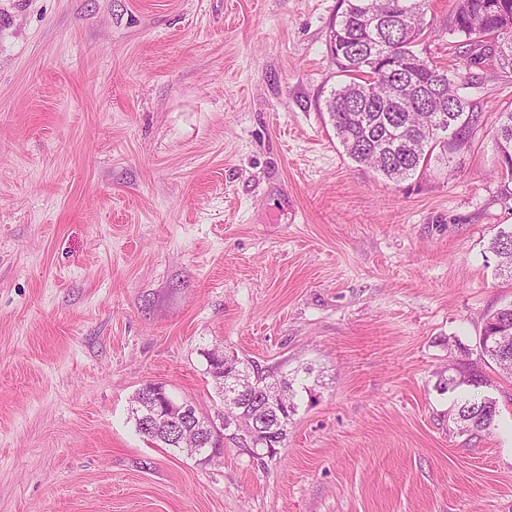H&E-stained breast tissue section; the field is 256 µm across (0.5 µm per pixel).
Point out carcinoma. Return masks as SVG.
<instances>
[{"label": "carcinoma", "instance_id": "1", "mask_svg": "<svg viewBox=\"0 0 512 512\" xmlns=\"http://www.w3.org/2000/svg\"><path fill=\"white\" fill-rule=\"evenodd\" d=\"M330 27L329 49L341 81L325 101L326 111L346 155L399 182L427 168L432 158L450 164V155L466 145L480 122L482 105L463 90L469 79L459 77L417 50L427 30L429 0H339ZM449 43L453 53L465 49L471 64L494 60L512 70V0H455ZM448 130L438 132V126ZM495 146L503 193L512 197V107L497 114ZM489 249L498 258L499 275L512 280V230H501ZM482 355L503 373L512 375V302L487 318L480 337ZM445 387H478L482 375L465 365ZM298 374L288 379V410L271 412L272 445L253 448L272 454L287 439L296 412ZM497 402L470 397L456 404L455 420L465 432L480 433L493 426ZM136 431L147 441L187 451L186 443L160 428L145 426L131 412Z\"/></svg>", "mask_w": 512, "mask_h": 512}]
</instances>
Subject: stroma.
Listing matches in <instances>:
<instances>
[{
    "instance_id": "stroma-1",
    "label": "stroma",
    "mask_w": 512,
    "mask_h": 512,
    "mask_svg": "<svg viewBox=\"0 0 512 512\" xmlns=\"http://www.w3.org/2000/svg\"><path fill=\"white\" fill-rule=\"evenodd\" d=\"M425 56L489 111L451 168L394 183L325 110L338 0H0V512H512V302L493 108L512 72ZM314 372L288 438L199 461L146 441L134 394L213 416L204 353ZM480 387L443 389L461 361ZM497 401L488 432L452 411ZM489 249L498 258L499 275L512 280V230H501L492 239ZM480 347L482 355L491 359L500 371L512 375V302L489 315Z\"/></svg>"
}]
</instances>
